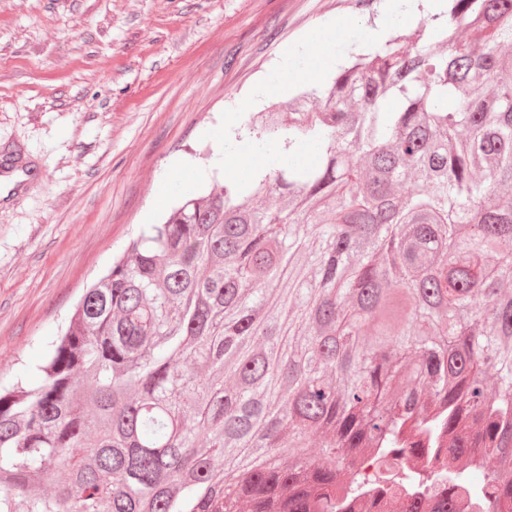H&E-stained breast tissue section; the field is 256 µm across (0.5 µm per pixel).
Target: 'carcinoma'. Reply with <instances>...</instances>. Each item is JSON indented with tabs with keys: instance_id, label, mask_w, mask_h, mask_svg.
Segmentation results:
<instances>
[{
	"instance_id": "cac0c4a2",
	"label": "carcinoma",
	"mask_w": 512,
	"mask_h": 512,
	"mask_svg": "<svg viewBox=\"0 0 512 512\" xmlns=\"http://www.w3.org/2000/svg\"><path fill=\"white\" fill-rule=\"evenodd\" d=\"M449 2L245 121L280 163L144 225L0 382V512H342L404 451L512 506V0Z\"/></svg>"
}]
</instances>
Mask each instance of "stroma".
<instances>
[{
	"label": "stroma",
	"mask_w": 512,
	"mask_h": 512,
	"mask_svg": "<svg viewBox=\"0 0 512 512\" xmlns=\"http://www.w3.org/2000/svg\"><path fill=\"white\" fill-rule=\"evenodd\" d=\"M382 0H0V379L44 345L143 225L223 184L225 106L282 100L279 55L315 26L336 54L420 22ZM208 170L206 184L189 167Z\"/></svg>",
	"instance_id": "obj_1"
}]
</instances>
